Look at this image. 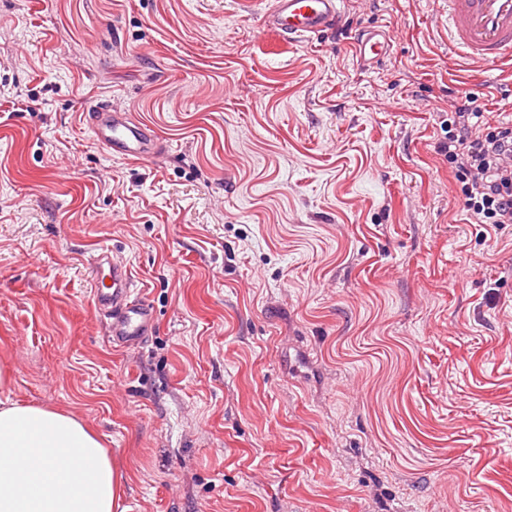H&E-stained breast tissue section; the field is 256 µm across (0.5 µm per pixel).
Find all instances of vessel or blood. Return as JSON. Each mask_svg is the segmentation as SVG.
<instances>
[{
	"label": "vessel or blood",
	"mask_w": 512,
	"mask_h": 512,
	"mask_svg": "<svg viewBox=\"0 0 512 512\" xmlns=\"http://www.w3.org/2000/svg\"><path fill=\"white\" fill-rule=\"evenodd\" d=\"M346 0H273L264 16L265 28L293 42L334 28ZM448 51L455 60L483 70L512 68V0H446ZM391 36L369 27L354 41L362 66L377 64L388 54ZM85 118L95 141L109 155L141 161L154 160L160 143L156 133L132 115L99 100ZM93 285L94 310L108 325L109 339L120 349L133 350L152 333V308L138 297L126 264L107 247H100L87 265Z\"/></svg>",
	"instance_id": "vessel-or-blood-1"
}]
</instances>
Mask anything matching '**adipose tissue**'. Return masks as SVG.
<instances>
[{
	"label": "adipose tissue",
	"instance_id": "1",
	"mask_svg": "<svg viewBox=\"0 0 512 512\" xmlns=\"http://www.w3.org/2000/svg\"><path fill=\"white\" fill-rule=\"evenodd\" d=\"M122 487L81 420L0 400V512H117Z\"/></svg>",
	"mask_w": 512,
	"mask_h": 512
}]
</instances>
